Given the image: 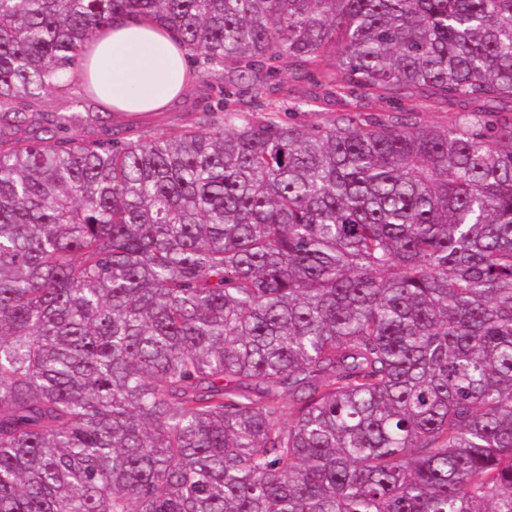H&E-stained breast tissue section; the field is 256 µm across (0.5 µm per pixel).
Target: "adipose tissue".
Here are the masks:
<instances>
[{
	"instance_id": "1",
	"label": "adipose tissue",
	"mask_w": 512,
	"mask_h": 512,
	"mask_svg": "<svg viewBox=\"0 0 512 512\" xmlns=\"http://www.w3.org/2000/svg\"><path fill=\"white\" fill-rule=\"evenodd\" d=\"M79 87L118 114L162 112L180 102L195 80L188 50L146 18L125 19L96 33L81 52Z\"/></svg>"
}]
</instances>
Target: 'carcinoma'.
I'll return each instance as SVG.
<instances>
[{
	"instance_id": "cac0c4a2",
	"label": "carcinoma",
	"mask_w": 512,
	"mask_h": 512,
	"mask_svg": "<svg viewBox=\"0 0 512 512\" xmlns=\"http://www.w3.org/2000/svg\"><path fill=\"white\" fill-rule=\"evenodd\" d=\"M138 15L216 108L17 110ZM0 512H512V0H0ZM314 96L324 97L321 108L301 105V102ZM270 104L278 107L283 122L298 125L322 121L342 110L334 97L324 94L323 88L316 87L312 81L288 69L274 77H261V81L239 97L236 108L240 112L257 114L262 113V109ZM310 109L321 112L314 114ZM353 102L359 105V110L366 115L381 117L398 111L401 101L392 95H377L365 91H357ZM418 110L421 112V119L428 124H446L454 112L459 109L448 104H438L431 96H421L416 101Z\"/></svg>"
}]
</instances>
